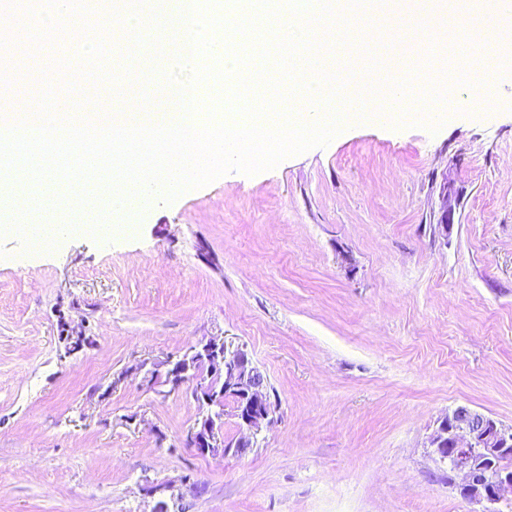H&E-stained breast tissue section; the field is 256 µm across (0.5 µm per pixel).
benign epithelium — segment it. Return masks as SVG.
<instances>
[{
  "label": "benign epithelium",
  "mask_w": 512,
  "mask_h": 512,
  "mask_svg": "<svg viewBox=\"0 0 512 512\" xmlns=\"http://www.w3.org/2000/svg\"><path fill=\"white\" fill-rule=\"evenodd\" d=\"M200 358L212 373L224 375V392L210 388L194 371L193 362ZM130 373L143 374L150 389L185 395L199 406V416L183 440L184 446L199 456H241L252 447L255 436L273 423L275 407L264 393L263 372L243 350L229 349L222 336L202 339L176 355L143 361L121 378ZM234 397L239 399L238 408L231 413L239 434L226 440L225 404ZM429 445L439 462L448 467V484L457 487L469 502L482 506V512H498L497 505L512 499V469L501 466L512 457V427L461 406L439 422ZM170 488L167 483H145L143 491L155 499L153 512H170L164 496Z\"/></svg>",
  "instance_id": "1"
}]
</instances>
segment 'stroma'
<instances>
[{
    "instance_id": "35a3bbf8",
    "label": "stroma",
    "mask_w": 512,
    "mask_h": 512,
    "mask_svg": "<svg viewBox=\"0 0 512 512\" xmlns=\"http://www.w3.org/2000/svg\"><path fill=\"white\" fill-rule=\"evenodd\" d=\"M109 40L107 69L132 66L174 111L179 31L157 52ZM78 49L56 38L0 94L62 85L49 62ZM492 96L434 133L349 124L130 234L50 252L0 237V512H151L143 479L184 475L200 485L186 512H470L428 440L459 406L512 426V79ZM67 322L93 347L65 355ZM210 336L248 353L277 405L240 456L194 455L196 403L124 375Z\"/></svg>"
}]
</instances>
